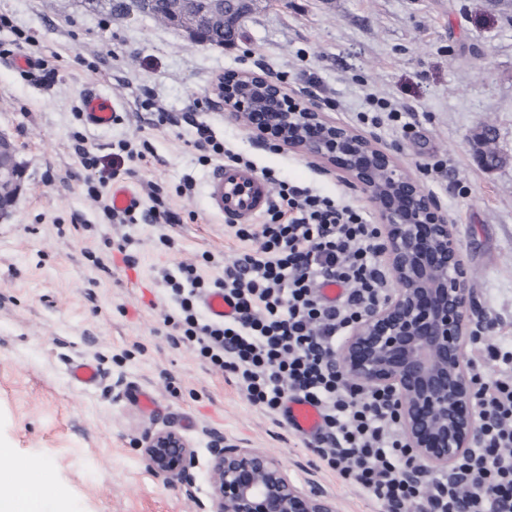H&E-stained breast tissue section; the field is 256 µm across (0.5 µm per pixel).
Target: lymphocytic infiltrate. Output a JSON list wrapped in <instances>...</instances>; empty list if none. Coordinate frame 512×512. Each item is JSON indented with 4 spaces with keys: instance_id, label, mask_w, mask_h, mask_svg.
Instances as JSON below:
<instances>
[{
    "instance_id": "lymphocytic-infiltrate-1",
    "label": "lymphocytic infiltrate",
    "mask_w": 512,
    "mask_h": 512,
    "mask_svg": "<svg viewBox=\"0 0 512 512\" xmlns=\"http://www.w3.org/2000/svg\"><path fill=\"white\" fill-rule=\"evenodd\" d=\"M263 177L274 188L268 220L237 229L245 246L221 277L205 280L184 263L164 270L177 310L165 318L173 343L233 374L247 399L270 412L291 398L315 405L321 426L308 447L385 512H512V336L474 337L475 446L451 472L419 468L391 392L352 384L336 364L350 326L389 295L377 225L354 206ZM327 283L342 287L336 301L322 299ZM214 291L233 309L221 320L198 308Z\"/></svg>"
}]
</instances>
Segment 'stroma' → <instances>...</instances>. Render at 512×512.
Returning a JSON list of instances; mask_svg holds the SVG:
<instances>
[{
  "label": "stroma",
  "mask_w": 512,
  "mask_h": 512,
  "mask_svg": "<svg viewBox=\"0 0 512 512\" xmlns=\"http://www.w3.org/2000/svg\"><path fill=\"white\" fill-rule=\"evenodd\" d=\"M0 131L17 147L24 185L0 221V448L18 478L46 466L44 482L65 512H200L211 492L213 437L276 455L299 486L336 498L341 512H384L327 468L284 418L249 403L233 377L174 345L161 268L217 262L243 243L213 214L205 194L212 162L192 146L194 129L148 124L149 108L192 114L227 148L290 184L364 212L372 206L317 163L257 142L243 121L210 101L220 77L267 71L294 99L326 105L328 119L369 133L357 115L374 95L415 113L408 136L375 134L448 212L474 274L476 315L492 335L512 333V161L494 171L475 158L483 120L512 158V0H255L237 45L211 47L110 0H0ZM37 61L32 78L11 68ZM118 105L120 119L96 128L77 119L86 92ZM97 157L123 140L152 154L124 180L141 207L161 199L172 224H114L88 194L98 179L74 151L77 136ZM444 160L442 170L426 166ZM171 238L172 247L159 242ZM126 252L116 248L122 237ZM89 359L98 384L68 381L65 366ZM155 392L147 414L134 387ZM171 428L192 446L196 495L152 476L135 442Z\"/></svg>",
  "instance_id": "1"
}]
</instances>
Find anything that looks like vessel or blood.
<instances>
[{"label": "vessel or blood", "mask_w": 512, "mask_h": 512, "mask_svg": "<svg viewBox=\"0 0 512 512\" xmlns=\"http://www.w3.org/2000/svg\"><path fill=\"white\" fill-rule=\"evenodd\" d=\"M88 122L97 127L111 126L117 109L110 98L102 94H89L84 99ZM206 194L211 208L231 223L255 222L268 208L272 189L254 171L234 165H217L205 182ZM70 381L88 388L100 379L99 367L90 361L79 360L67 366ZM285 420L288 426L301 437H312L320 425V414L314 405L300 399L286 403Z\"/></svg>", "instance_id": "b4317fda"}]
</instances>
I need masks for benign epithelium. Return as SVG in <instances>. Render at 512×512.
<instances>
[{"instance_id":"benign-epithelium-1","label":"benign epithelium","mask_w":512,"mask_h":512,"mask_svg":"<svg viewBox=\"0 0 512 512\" xmlns=\"http://www.w3.org/2000/svg\"><path fill=\"white\" fill-rule=\"evenodd\" d=\"M248 2L231 0L233 8L224 10V44L237 39ZM170 21L194 42H206L207 8L186 12L173 0ZM213 106L231 120H245L263 143L320 162L323 171L336 172L373 206L392 292L348 330L336 359L355 383L394 391L395 416L416 460L430 471L451 470L472 448L480 427L465 356L475 311L473 276L456 246L448 212L399 163L395 150L328 120L317 100L288 97L267 73L225 76ZM491 136L488 124L474 135L477 158L489 171L496 169L485 155ZM15 153L0 133V217L16 204L24 179ZM138 447L157 480L193 496L196 458L179 432H150ZM209 452L212 491L203 512H339L334 498L295 484L269 452L236 448L222 438L212 440Z\"/></svg>"}]
</instances>
